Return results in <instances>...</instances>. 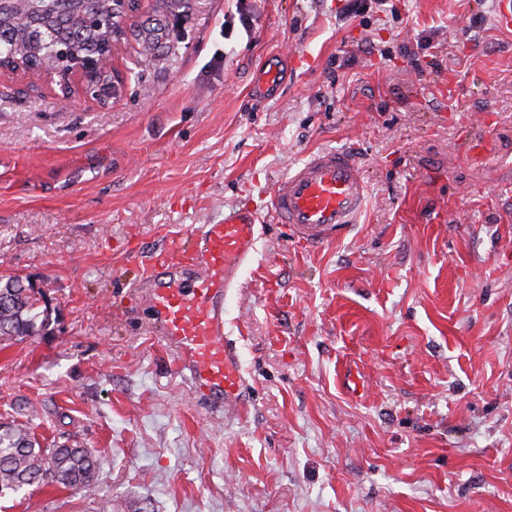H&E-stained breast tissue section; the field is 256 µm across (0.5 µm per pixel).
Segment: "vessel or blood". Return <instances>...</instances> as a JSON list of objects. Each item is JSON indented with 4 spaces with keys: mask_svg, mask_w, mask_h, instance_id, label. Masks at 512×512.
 I'll return each mask as SVG.
<instances>
[{
    "mask_svg": "<svg viewBox=\"0 0 512 512\" xmlns=\"http://www.w3.org/2000/svg\"><path fill=\"white\" fill-rule=\"evenodd\" d=\"M270 213L299 243L319 246L348 232L364 207L366 184L357 156L318 151L273 184ZM258 240L253 214L232 211L189 239H169L140 268L135 283L164 350L194 402L240 413L247 381L240 353L224 332V304L252 264Z\"/></svg>",
    "mask_w": 512,
    "mask_h": 512,
    "instance_id": "vessel-or-blood-1",
    "label": "vessel or blood"
}]
</instances>
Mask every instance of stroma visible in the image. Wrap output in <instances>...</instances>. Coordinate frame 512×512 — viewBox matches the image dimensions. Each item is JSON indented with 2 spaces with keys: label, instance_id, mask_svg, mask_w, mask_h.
<instances>
[{
  "label": "stroma",
  "instance_id": "1",
  "mask_svg": "<svg viewBox=\"0 0 512 512\" xmlns=\"http://www.w3.org/2000/svg\"><path fill=\"white\" fill-rule=\"evenodd\" d=\"M346 5L173 0L158 15L183 40L148 56L127 34L105 103L78 74L65 92L0 72V276L49 314L0 345V417L92 451L112 512H512V27L498 0ZM271 63L283 83L256 98ZM330 147L357 154L368 199L309 247L267 189ZM238 207L263 229L224 306L249 385L226 417L192 401L131 284ZM96 508L52 486L0 498Z\"/></svg>",
  "mask_w": 512,
  "mask_h": 512
}]
</instances>
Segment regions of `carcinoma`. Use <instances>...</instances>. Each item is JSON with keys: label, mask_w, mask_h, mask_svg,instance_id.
Masks as SVG:
<instances>
[{"label": "carcinoma", "mask_w": 512, "mask_h": 512, "mask_svg": "<svg viewBox=\"0 0 512 512\" xmlns=\"http://www.w3.org/2000/svg\"><path fill=\"white\" fill-rule=\"evenodd\" d=\"M132 18L125 0H49L35 13L0 0V62L12 71L53 72L101 57L120 41ZM168 33L164 25L142 31L151 50ZM35 289L18 278H0V341L36 336L48 322L37 311ZM98 460L88 449L44 445L23 424L0 421V497L26 486H61L96 494Z\"/></svg>", "instance_id": "1"}]
</instances>
